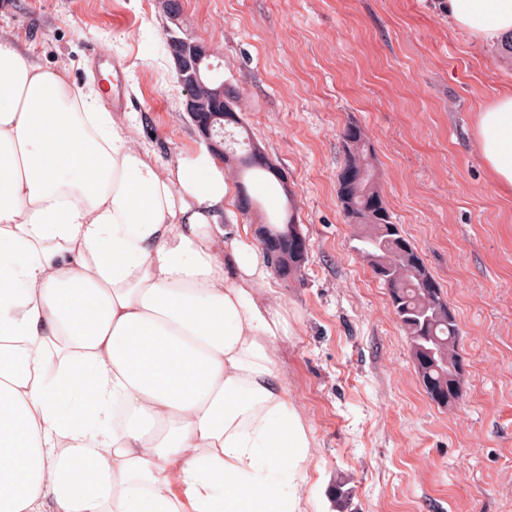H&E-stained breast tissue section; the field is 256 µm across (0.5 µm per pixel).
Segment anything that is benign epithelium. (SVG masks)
Listing matches in <instances>:
<instances>
[{"instance_id":"7a95c632","label":"benign epithelium","mask_w":512,"mask_h":512,"mask_svg":"<svg viewBox=\"0 0 512 512\" xmlns=\"http://www.w3.org/2000/svg\"><path fill=\"white\" fill-rule=\"evenodd\" d=\"M166 48L172 57L177 79L185 88V111L196 128L208 153L219 162H224V130L230 126H242L241 118L233 102L225 96L223 83H213L207 72L213 69V52L209 45L192 37H181L169 27L166 29ZM235 168L258 167L273 173L285 194H290L287 176L270 159L264 148L254 139L248 151L230 160ZM259 243L264 250L273 272L286 278L301 270L307 258L310 244L298 225L282 229L272 224H260L256 229ZM418 288L423 295L440 302L439 309L448 318L454 314L444 299L434 279L426 274L417 277Z\"/></svg>"}]
</instances>
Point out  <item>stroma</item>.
<instances>
[{"label":"stroma","mask_w":512,"mask_h":512,"mask_svg":"<svg viewBox=\"0 0 512 512\" xmlns=\"http://www.w3.org/2000/svg\"><path fill=\"white\" fill-rule=\"evenodd\" d=\"M183 31L220 57L250 134L292 198L263 178L272 216L294 201L310 242L297 275L253 284L285 327L271 342L311 434L305 512H512V191L493 182L476 126L512 87V60L453 28L438 0H180ZM157 0H0V35L76 86L128 89L114 118L163 164L204 149L183 107ZM369 138L403 235L461 327L457 404L427 395L387 291L355 251L337 200L342 132Z\"/></svg>","instance_id":"obj_1"}]
</instances>
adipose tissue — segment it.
Listing matches in <instances>:
<instances>
[{"instance_id": "obj_1", "label": "adipose tissue", "mask_w": 512, "mask_h": 512, "mask_svg": "<svg viewBox=\"0 0 512 512\" xmlns=\"http://www.w3.org/2000/svg\"><path fill=\"white\" fill-rule=\"evenodd\" d=\"M441 7L512 40V0ZM476 135L512 189V90ZM233 196L213 157L151 162L99 88L0 41V512H303L266 259L211 245Z\"/></svg>"}]
</instances>
